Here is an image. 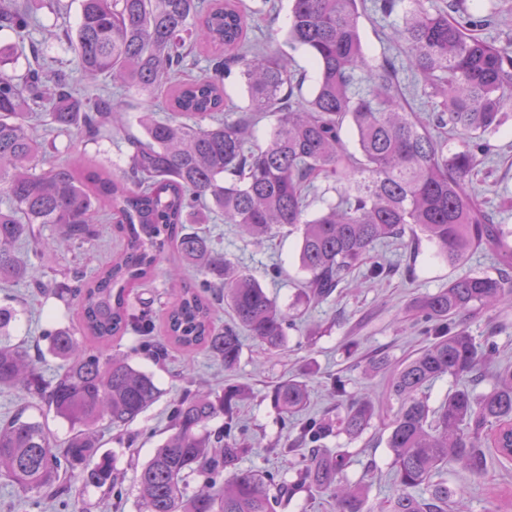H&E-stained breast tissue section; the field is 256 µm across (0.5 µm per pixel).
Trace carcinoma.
<instances>
[{
	"label": "carcinoma",
	"mask_w": 512,
	"mask_h": 512,
	"mask_svg": "<svg viewBox=\"0 0 512 512\" xmlns=\"http://www.w3.org/2000/svg\"><path fill=\"white\" fill-rule=\"evenodd\" d=\"M79 2L75 31H49L47 38L65 42L87 81L110 80L150 98L164 92L169 108L139 113L143 137L131 141L129 166L118 176H85L57 163L36 171L38 157L56 152L55 141L31 133L36 108L50 103L53 130H73L87 141L123 130L125 110L110 95L76 97L71 71L46 74L34 47L22 78L6 72L33 19L27 0L0 3V28L16 36L0 46V193L7 200L0 205V283L41 288L20 252L37 224L54 225L57 241L81 249L94 240L100 219L115 217L123 240L109 263L91 269L87 252L85 262L63 272L55 295L77 303L79 322L48 334V352L64 366L56 378H43L27 348L12 342L19 310L0 305V388L22 389L72 431L60 446L43 423L21 413L0 424V476L24 497H66L69 477L107 495L122 487L125 473L113 457L98 454L96 428L105 421L121 432L161 396L152 374L112 352V339L130 330L146 337L156 362L167 360L174 344L185 357L205 348L228 370L239 362L242 330L272 351L284 346L291 315L198 232L211 215L257 244L286 227L298 231L308 303L330 298L367 259L371 275L382 276L376 246L408 233L451 266L478 249L493 250L497 275L466 273L411 304L433 341L400 365L388 388L399 401L386 441L397 487L388 512H448L460 489L449 478L432 481L436 471L459 464L482 477L492 462H512V365L495 373L488 390L476 391L496 346L489 338L477 342L459 323L476 310L512 306V232L467 188L512 104V35L488 43L467 31L472 19L431 14L424 0H381L387 14L402 10L391 39L430 103L423 119L403 97L395 62L364 47V0H291L286 44L304 49L318 70L307 98L305 77L288 56L248 36L252 17L274 10L272 0L251 9L238 0ZM203 50L212 53L205 67ZM229 62L244 82V107L224 92ZM260 116L274 119L261 146L254 143ZM449 134L461 137L455 150ZM332 191L334 200L327 198ZM312 197L323 204L313 216ZM169 252L200 277L189 286L179 268L170 270L174 297L156 336L153 313L136 311L130 292L152 280ZM222 303L233 313L225 325L216 317ZM443 376L455 386L432 409L420 393ZM332 392L343 409L336 421L309 418L279 448L284 457L307 452L304 467L290 475L242 467L253 446L240 437L234 407L248 397L246 387L184 391L172 403L169 434L136 470L139 512H278L300 494L325 495L337 512H370L365 486L343 482L351 455L319 442L335 428L362 436L376 407L348 395L339 377ZM270 397L290 417L306 408L308 385L290 378ZM221 415L224 427L208 429ZM203 474L212 479L190 488Z\"/></svg>",
	"instance_id": "obj_1"
}]
</instances>
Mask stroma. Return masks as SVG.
<instances>
[{
    "label": "stroma",
    "instance_id": "1",
    "mask_svg": "<svg viewBox=\"0 0 512 512\" xmlns=\"http://www.w3.org/2000/svg\"><path fill=\"white\" fill-rule=\"evenodd\" d=\"M28 7L41 23L33 36L43 43L46 64L56 68L69 63V54L57 42L45 39L44 31L74 29L79 16L78 0H58L54 5L49 0H29ZM461 7L481 20L482 25L475 34L483 40L497 42L505 31H512V0H462ZM399 20L396 14L383 15L377 8V0H366L360 31L368 54L399 56V49L387 39ZM140 133V128L132 122L123 133L96 142H80L74 136L61 134L56 138L54 160L84 170L104 169L115 173L128 165L129 137ZM491 143L494 152L480 165L471 188L484 200L495 222L512 229V115L492 136ZM203 230L217 242L226 258L251 274L276 297L281 307L298 304V288L304 278L298 267V234L283 232L272 242L256 246L235 225L220 220L210 221ZM53 232V225H44L42 242L28 244L23 250L28 262L42 271L46 294H34L21 285L0 289V303H12L21 310L12 331L13 341L43 351L44 330L70 326L76 317L74 309L53 295L52 290L61 281L64 269L83 259L80 249L49 247L47 241ZM379 251L391 266V275L374 279L361 268L354 280L338 288L327 301L309 306L299 304L301 328L289 331L282 350L269 351L259 341L243 336L240 361L230 371L203 350L195 353L188 364L184 363L180 351H172L167 364L159 366L138 352L132 334L120 337L117 350L129 353L135 365L155 373L163 394L131 425L135 437L131 447L116 443L107 424H99L103 451L115 453L119 467L134 469L152 456L166 436L171 403L184 390L202 387L219 391L225 384L236 383L249 387L250 395L237 405L235 417L247 425L250 435L258 442L253 454L245 459V466L260 471H275L285 466L292 470L300 468L302 457L286 461L272 451L273 445L287 437L279 411L270 398L272 388L292 377L307 381L310 404L305 414L297 415L300 423L305 418L322 415L334 405L329 386L331 377L347 378L349 390L354 394L365 390L384 391L398 366L429 342L413 325L411 303L447 285L459 271L492 274L498 268L494 254L486 249L472 253L460 270L434 257L432 247L425 242L414 247L404 238L380 245ZM275 265L281 269L276 278L269 274ZM466 324L476 341L490 339L497 345V354L486 365V372H494L497 365L512 363V308L468 316ZM378 357L386 359V366L371 369V360ZM22 407L26 408L21 391L0 389V421ZM26 410L29 417L46 423L57 442L68 439L70 427L65 421L44 410ZM397 410V400H389L383 405L382 415L374 417L361 438L351 440L333 434L324 442L325 447L353 454L354 461L346 475L349 481L366 485L369 512H387V504L396 492L386 438ZM454 479L462 488V512H512V462L492 465L478 479L464 471L455 473ZM0 512H137L136 491L128 480L120 497H107L101 490L76 480L66 501L26 499L19 497L8 480L0 477Z\"/></svg>",
    "mask_w": 512,
    "mask_h": 512
}]
</instances>
